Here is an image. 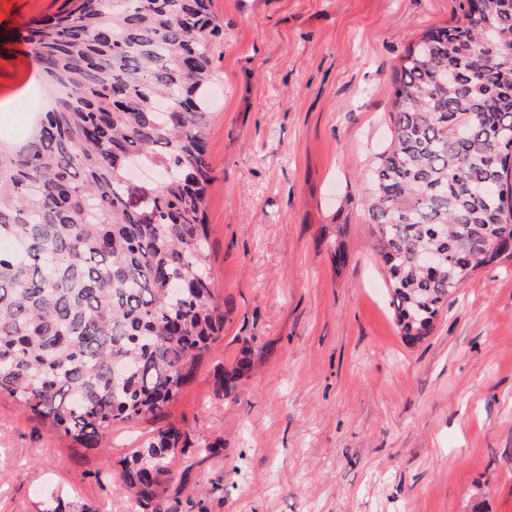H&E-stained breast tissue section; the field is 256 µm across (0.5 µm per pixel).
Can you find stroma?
<instances>
[{
	"label": "stroma",
	"instance_id": "1",
	"mask_svg": "<svg viewBox=\"0 0 512 512\" xmlns=\"http://www.w3.org/2000/svg\"><path fill=\"white\" fill-rule=\"evenodd\" d=\"M61 0H0V144L44 84L24 24ZM462 0H212L206 204L230 311L164 415L83 452L0 397V512H144L116 482L159 427L189 434L163 512H512V259L475 270L406 345L361 199L409 44ZM344 226L347 258L328 242ZM250 337L255 367L217 378Z\"/></svg>",
	"mask_w": 512,
	"mask_h": 512
}]
</instances>
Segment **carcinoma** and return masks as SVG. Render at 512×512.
<instances>
[{"label":"carcinoma","instance_id":"cac0c4a2","mask_svg":"<svg viewBox=\"0 0 512 512\" xmlns=\"http://www.w3.org/2000/svg\"><path fill=\"white\" fill-rule=\"evenodd\" d=\"M401 59L389 144L361 200L403 341L434 330L479 267L512 258V0H466ZM211 0H64L24 27L61 88L22 148L0 147V396L75 447L156 417L224 334L205 204ZM174 424L117 487L168 497Z\"/></svg>","mask_w":512,"mask_h":512}]
</instances>
